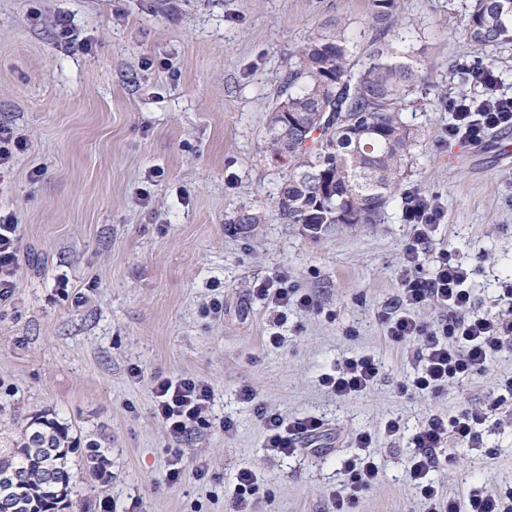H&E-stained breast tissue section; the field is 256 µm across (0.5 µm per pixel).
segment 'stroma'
<instances>
[{
  "label": "stroma",
  "mask_w": 512,
  "mask_h": 512,
  "mask_svg": "<svg viewBox=\"0 0 512 512\" xmlns=\"http://www.w3.org/2000/svg\"><path fill=\"white\" fill-rule=\"evenodd\" d=\"M469 7L400 0L404 26L427 36V95L405 112L422 144L383 223L336 224L313 240L278 220L285 166L263 153V127L279 75L320 22L348 13L354 36H368L366 0H0V125L28 136L0 183L21 249L18 287L0 304V420L46 415L69 427L83 512H229L244 468L257 476L252 512H333L356 433L377 436L390 418L402 432L377 436L381 477L353 510L421 512L407 475L414 430L461 404L492 405L498 380L512 377L508 348L440 396L404 394L415 349L391 346L381 321L398 299L413 233L402 208L415 192L444 210L424 268L457 251L473 271V311L507 310L498 280L512 278V128L474 143L447 133V96L460 86L451 65L471 56L459 34ZM62 15L78 34L67 46L55 25ZM36 166L44 174L34 182ZM245 210L265 222L239 223ZM277 274L314 305L286 309L275 349L264 343L275 308L251 289ZM359 353L378 359V381L337 400L319 379ZM165 377L209 385V428L168 436L153 414L154 383ZM246 386L287 418L320 416L316 447L268 453L256 405L239 396ZM484 441L455 447L435 472L444 495L512 494V399ZM90 442L106 466L87 482ZM176 459L184 476L172 486Z\"/></svg>",
  "instance_id": "1"
}]
</instances>
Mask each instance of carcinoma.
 <instances>
[{
	"label": "carcinoma",
	"instance_id": "obj_1",
	"mask_svg": "<svg viewBox=\"0 0 512 512\" xmlns=\"http://www.w3.org/2000/svg\"><path fill=\"white\" fill-rule=\"evenodd\" d=\"M399 0H367L371 36L351 37L354 19L317 26L280 76L264 127L265 153L288 162L274 205L280 223L299 224L313 239L332 224H377L418 144L405 121L407 99L421 84L422 37L400 24ZM460 33L487 51L512 43V0H472ZM75 438L54 419L20 425L0 448V512H76L69 453ZM98 445L87 446L85 476L103 473Z\"/></svg>",
	"mask_w": 512,
	"mask_h": 512
}]
</instances>
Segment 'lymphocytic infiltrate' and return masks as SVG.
<instances>
[{"instance_id": "f902f5d3", "label": "lymphocytic infiltrate", "mask_w": 512, "mask_h": 512, "mask_svg": "<svg viewBox=\"0 0 512 512\" xmlns=\"http://www.w3.org/2000/svg\"><path fill=\"white\" fill-rule=\"evenodd\" d=\"M452 121L448 136L461 141H479L486 132L512 127V94L502 92L495 69H483L468 94L450 100ZM443 215L441 205L422 194L409 196L404 208L406 221L414 235L404 248V268L400 276L399 311L385 316L388 340L402 347L417 344L420 366L408 384L409 391L436 396L449 383L484 374L492 357L512 339V317L472 314L471 270L454 253H439L429 275H420V247L435 232ZM18 226L13 214H0V303L12 299L18 286ZM433 303L448 312L442 322L428 324L415 315L420 305ZM379 365L374 356L363 354L345 358L332 372L323 374L320 383L337 399L346 400L369 392L378 380ZM154 415L169 436L181 439L208 426L206 405L210 387L193 378H165L154 388ZM258 418L265 433V448L275 455L292 456L302 440L318 436L324 423L309 414L289 419L258 407ZM489 418L486 409L464 407L451 417L431 415L412 435L415 453L409 462V477L424 512H512L495 495L473 491L467 503L443 497L433 478L448 459L449 442L475 449L482 447V428ZM373 437L357 433L354 459L345 463L349 480L342 492L334 494L336 512H349L360 493L377 482L379 467L371 452Z\"/></svg>"}]
</instances>
